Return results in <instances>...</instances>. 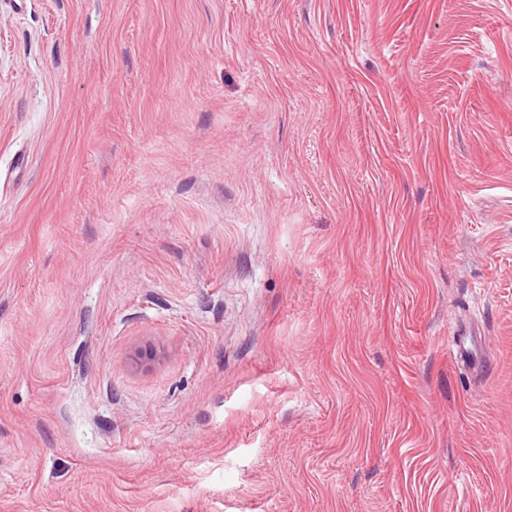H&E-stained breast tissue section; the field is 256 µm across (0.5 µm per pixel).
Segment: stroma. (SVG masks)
I'll return each instance as SVG.
<instances>
[{"mask_svg": "<svg viewBox=\"0 0 512 512\" xmlns=\"http://www.w3.org/2000/svg\"><path fill=\"white\" fill-rule=\"evenodd\" d=\"M0 512H512V0H0ZM451 355L464 361L477 358L489 345L487 336L476 332L470 322L455 319L452 324Z\"/></svg>", "mask_w": 512, "mask_h": 512, "instance_id": "1", "label": "stroma"}]
</instances>
